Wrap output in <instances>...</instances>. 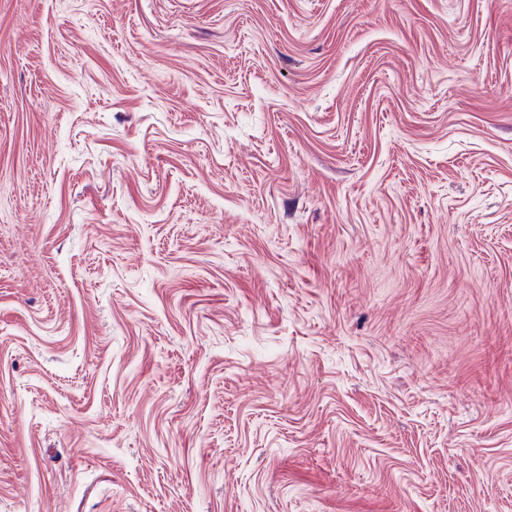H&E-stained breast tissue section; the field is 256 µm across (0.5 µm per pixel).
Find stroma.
<instances>
[{
  "instance_id": "1",
  "label": "stroma",
  "mask_w": 512,
  "mask_h": 512,
  "mask_svg": "<svg viewBox=\"0 0 512 512\" xmlns=\"http://www.w3.org/2000/svg\"><path fill=\"white\" fill-rule=\"evenodd\" d=\"M0 512H512V0H0Z\"/></svg>"
}]
</instances>
